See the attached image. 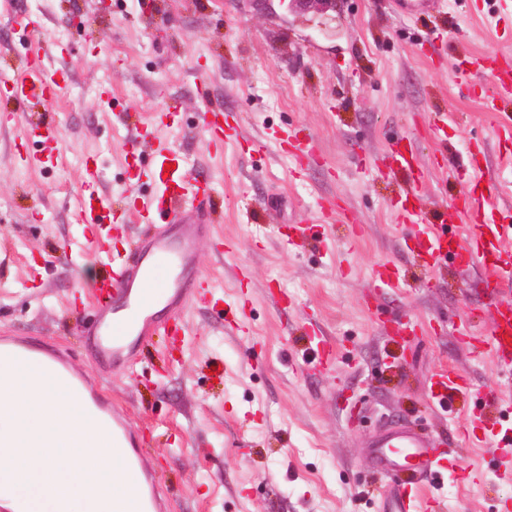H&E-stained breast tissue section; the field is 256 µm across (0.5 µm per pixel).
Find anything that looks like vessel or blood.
I'll return each mask as SVG.
<instances>
[{
    "mask_svg": "<svg viewBox=\"0 0 512 512\" xmlns=\"http://www.w3.org/2000/svg\"><path fill=\"white\" fill-rule=\"evenodd\" d=\"M56 49L53 43L36 46L19 72L6 82V90L16 100L51 102L64 94L68 80L50 63ZM454 78L468 90L483 86L485 111L502 114L493 136L512 141V115L501 111L503 103L512 102V47L501 43L489 46L482 63L471 70H456ZM223 115L219 106L205 112L202 134L208 144L237 139L236 128H225ZM22 137L40 139L43 151L32 155L15 152L17 165L41 169L61 153V140L54 128H28ZM284 141L296 161L313 158V142L300 138L298 131L287 129ZM156 157V164L140 168L139 174L154 183L157 192L135 206L137 216L152 230L139 239L130 255L113 247L104 236L101 227L111 223L112 206L98 190L101 172L96 155L88 153L82 159L86 188L77 203V221L83 225L84 239L105 269L97 283L100 297L95 318L86 324L85 334L93 355L119 369L134 368L141 346L151 337L187 335L182 318L211 286L196 264L198 241L211 234V221L190 205L187 197L194 194L211 198L216 191L215 181L207 175L196 179L193 188H186L183 175L175 168L177 158L165 144H158ZM494 190L493 180L473 159L465 182L450 198L446 213L431 219L402 206L398 217L410 238L416 240L427 268L449 263L464 272L481 270L489 288L487 298L495 310L491 328L486 335L477 337L470 334L469 325L463 320L455 331L472 351L490 355L501 364L512 362V292L505 288L512 281V248L504 246L505 241H512V225L496 220ZM452 218L467 220L466 235L449 227ZM372 277L376 287L390 290L408 283L405 272L387 261L376 264ZM20 366L52 378L77 396L85 416L96 423L108 448L118 452L123 461L113 477V500L88 494L75 503L65 496L58 503L59 512H171L156 467L143 450V433L123 406L108 401L90 385L65 352L49 351L20 336L1 335L0 378ZM470 389L466 375L440 370L431 378L430 396L445 409L454 396ZM373 448V467L381 473L404 472L436 480L454 469L448 449L434 447L430 439L406 425L387 430L375 440ZM428 505L417 485L410 484L395 487L380 502L378 512H423ZM29 510V501L16 491L14 475L6 470L0 472V512Z\"/></svg>",
    "mask_w": 512,
    "mask_h": 512,
    "instance_id": "vessel-or-blood-1",
    "label": "vessel or blood"
}]
</instances>
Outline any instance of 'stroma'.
I'll list each match as a JSON object with an SVG mask.
<instances>
[{
	"label": "stroma",
	"instance_id": "stroma-1",
	"mask_svg": "<svg viewBox=\"0 0 512 512\" xmlns=\"http://www.w3.org/2000/svg\"><path fill=\"white\" fill-rule=\"evenodd\" d=\"M18 9L38 19L37 30L10 29ZM511 30L512 14L462 17L453 0H426L411 18L398 0H338L307 15L285 0H0V78L55 38L51 63L70 83L61 99L35 107L0 95V333L64 350L129 409L174 512H377L394 482L372 469L370 444L397 421L454 450L461 476L429 486L445 512H494L498 499L512 498V483L492 475L499 450L470 419L477 396L512 382L462 347L452 326L463 314L484 334L495 311L484 282L450 265L429 270L407 248L391 207L400 184L387 165L422 115L447 112L444 139L416 141L417 209L447 210L453 175L476 149L499 217L512 224V147L492 136L495 116L455 83L461 56L434 62L416 50L436 38L479 52ZM104 77L108 103L98 94ZM213 104L241 129L216 150L200 133ZM171 106L182 121L171 142L186 178L215 179L219 236L197 249L213 288L190 310L184 344L152 337L133 371H113L85 350L95 307L81 295L99 266L83 252L74 218L84 185L76 154L96 152L99 190L121 222L136 198L155 192L128 177L121 155L131 150L150 164L149 115ZM38 123L56 126L64 145L45 171L12 159L19 135ZM286 127L315 143L297 176L273 145ZM330 204L355 225L316 224L305 245L289 244L293 225ZM223 238L237 243L235 259L224 257ZM65 247L73 263L29 279L31 261ZM382 260L407 272L406 288L374 287L370 273ZM242 308L250 320L238 329ZM398 320L417 335H397ZM309 325L333 349L326 369L311 367ZM442 369L466 374L475 390L450 415L430 404V377Z\"/></svg>",
	"mask_w": 512,
	"mask_h": 512
}]
</instances>
